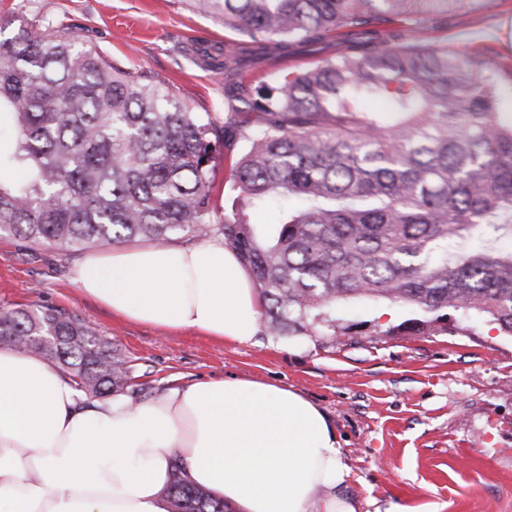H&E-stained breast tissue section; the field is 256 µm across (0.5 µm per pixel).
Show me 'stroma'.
I'll use <instances>...</instances> for the list:
<instances>
[{
    "instance_id": "1",
    "label": "stroma",
    "mask_w": 512,
    "mask_h": 512,
    "mask_svg": "<svg viewBox=\"0 0 512 512\" xmlns=\"http://www.w3.org/2000/svg\"><path fill=\"white\" fill-rule=\"evenodd\" d=\"M0 22L65 29L110 61L152 73L194 111L223 119L224 76L187 40H236L196 0H0ZM438 41L512 58V0L462 12ZM82 253L0 236V304L63 309L137 360L144 399L167 386L243 377L301 392L332 419L361 512H512V335L448 316L447 331L394 333L411 313L356 302L336 336L259 333L249 344L168 331L112 314L70 281Z\"/></svg>"
}]
</instances>
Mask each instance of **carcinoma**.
<instances>
[{"instance_id":"carcinoma-1","label":"carcinoma","mask_w":512,"mask_h":512,"mask_svg":"<svg viewBox=\"0 0 512 512\" xmlns=\"http://www.w3.org/2000/svg\"><path fill=\"white\" fill-rule=\"evenodd\" d=\"M224 45L226 121L70 33L0 39V234L78 251L221 236L272 336H334L336 307L399 304L425 336L448 312L512 335V63L431 33L488 0H197ZM383 21L396 23L381 30ZM287 58L272 82L247 80ZM239 141L235 206L213 196L214 146ZM57 366L85 400H140L135 359L78 315L0 305V343ZM169 512H226L174 465Z\"/></svg>"}]
</instances>
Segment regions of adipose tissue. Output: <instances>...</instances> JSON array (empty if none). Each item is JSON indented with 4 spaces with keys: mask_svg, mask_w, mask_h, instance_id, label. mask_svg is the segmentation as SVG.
Listing matches in <instances>:
<instances>
[{
    "mask_svg": "<svg viewBox=\"0 0 512 512\" xmlns=\"http://www.w3.org/2000/svg\"><path fill=\"white\" fill-rule=\"evenodd\" d=\"M130 321L247 344L261 300L223 238L116 246L73 267ZM231 512H357L340 443L300 392L238 377L84 402L54 365L0 346V512H168L171 461Z\"/></svg>",
    "mask_w": 512,
    "mask_h": 512,
    "instance_id": "1",
    "label": "adipose tissue"
}]
</instances>
